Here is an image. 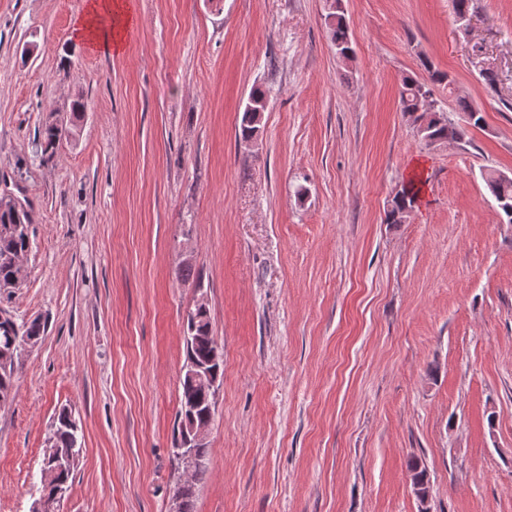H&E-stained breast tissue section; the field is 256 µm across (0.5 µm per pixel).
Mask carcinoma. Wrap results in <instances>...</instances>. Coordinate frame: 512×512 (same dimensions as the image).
<instances>
[{
	"instance_id": "carcinoma-1",
	"label": "carcinoma",
	"mask_w": 512,
	"mask_h": 512,
	"mask_svg": "<svg viewBox=\"0 0 512 512\" xmlns=\"http://www.w3.org/2000/svg\"><path fill=\"white\" fill-rule=\"evenodd\" d=\"M333 7L327 15L330 38L336 49V54L345 61L354 56V49L349 35V24L342 9L341 0H332ZM427 78L418 79L407 76L402 80L400 91V107L405 114L414 117L416 133L424 141L434 144L446 137L460 139L464 131L450 127V122L444 118L442 108L438 105L426 110L421 105V98L425 95L434 96V87L442 84H451L447 74L432 66H425ZM267 97L265 91L254 88L248 95L245 103L239 137L242 140L250 139L259 131L261 118L258 114L266 111ZM67 129L54 121H48L37 131L35 140L36 154L44 161L52 158L55 149L65 137ZM486 182L492 193L502 221L512 224V177L503 174L490 173ZM416 203V194L408 189H402L394 196L389 204L387 215ZM31 218L27 205L19 202L9 194L0 196V281H9L18 273L11 259L29 252L32 246L30 227ZM187 329L194 330L197 336L196 343L186 349V357L193 358L200 363H214L219 375H224V352L218 346L211 333L208 310L193 311V319L186 323ZM44 328L33 321L29 324L18 325L15 321L0 322V352L9 348L13 340L20 336H33L41 338ZM180 405H192L195 408L193 418L201 424L211 421V400L209 394L181 378ZM72 414L66 410L59 412L52 425L51 437L55 448L66 457L65 467L53 476L41 477V492L52 493L58 486L68 487L69 480L77 467L82 455L81 439L78 431L72 426ZM411 481L417 487L419 498L424 500L428 496L429 486L426 469L418 461L409 464ZM206 473V466H196L190 474V485H176L174 492L181 493L182 512H194L195 492L198 483Z\"/></svg>"
}]
</instances>
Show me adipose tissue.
<instances>
[{
	"label": "adipose tissue",
	"mask_w": 512,
	"mask_h": 512,
	"mask_svg": "<svg viewBox=\"0 0 512 512\" xmlns=\"http://www.w3.org/2000/svg\"><path fill=\"white\" fill-rule=\"evenodd\" d=\"M131 20L127 0H89L79 35L85 43L109 53L122 48V35Z\"/></svg>",
	"instance_id": "ef3b65f1"
}]
</instances>
